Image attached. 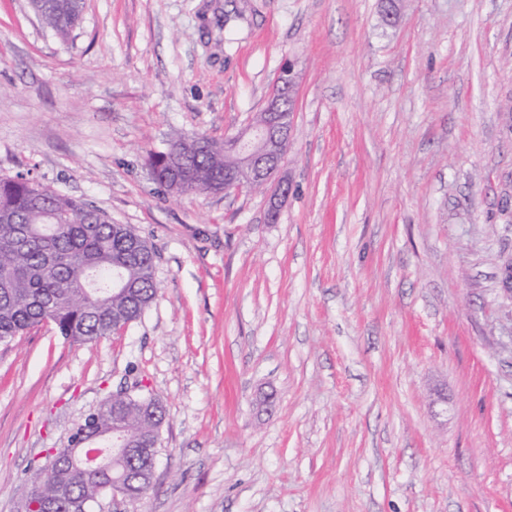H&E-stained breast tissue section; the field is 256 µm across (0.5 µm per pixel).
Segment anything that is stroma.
<instances>
[{
  "label": "stroma",
  "instance_id": "obj_1",
  "mask_svg": "<svg viewBox=\"0 0 512 512\" xmlns=\"http://www.w3.org/2000/svg\"><path fill=\"white\" fill-rule=\"evenodd\" d=\"M276 221L175 196L148 152L221 141L286 62ZM134 225L158 296L86 344L0 343V512L141 382L154 487L107 512H512V0H85L68 42L0 0V177Z\"/></svg>",
  "mask_w": 512,
  "mask_h": 512
}]
</instances>
